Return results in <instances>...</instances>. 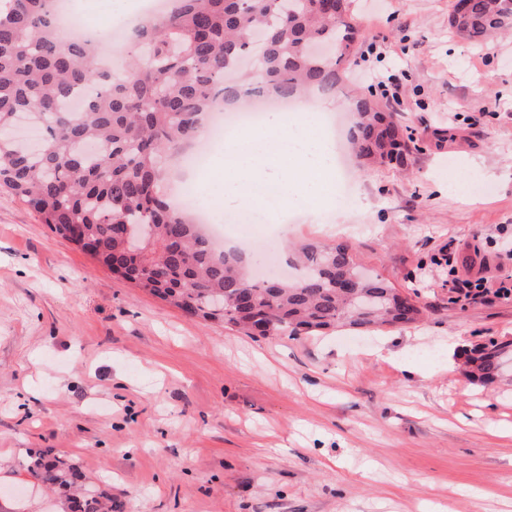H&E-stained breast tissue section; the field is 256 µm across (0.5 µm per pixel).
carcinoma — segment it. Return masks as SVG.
I'll list each match as a JSON object with an SVG mask.
<instances>
[{
  "label": "carcinoma",
  "instance_id": "1",
  "mask_svg": "<svg viewBox=\"0 0 512 512\" xmlns=\"http://www.w3.org/2000/svg\"><path fill=\"white\" fill-rule=\"evenodd\" d=\"M51 0L0 6V188L103 266L203 322L247 336H300L330 328L415 323L423 308L379 277L361 273L348 245H308L288 281L257 278L236 253L213 248L195 220L162 190V159L197 136L200 116L231 101L294 99L309 87L339 91L357 34L350 0H176L143 19L122 68L96 44L57 27ZM448 25L480 44L512 27V0H465ZM91 88L85 107L70 101ZM353 135L367 166L402 165L415 139L394 113L355 100ZM20 118L43 130L36 149L18 144ZM355 279V287L343 285ZM467 374L512 376V341L466 351ZM38 485L66 491L50 512H119L100 484L52 448L29 452Z\"/></svg>",
  "mask_w": 512,
  "mask_h": 512
}]
</instances>
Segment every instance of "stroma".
Returning <instances> with one entry per match:
<instances>
[{"label": "stroma", "mask_w": 512, "mask_h": 512, "mask_svg": "<svg viewBox=\"0 0 512 512\" xmlns=\"http://www.w3.org/2000/svg\"><path fill=\"white\" fill-rule=\"evenodd\" d=\"M453 0H353L363 36L336 96L397 112L418 148L367 167L351 126L327 140L346 193L263 208L253 267L303 243L347 244L371 274L417 292L418 322L376 333L251 337L200 322L114 276L0 190V488L52 448L108 482L122 512H512V384L465 376V348L512 340V301L451 302L448 268L512 274V33L482 44L448 27ZM392 76L389 87L371 73ZM404 352L412 371L377 359Z\"/></svg>", "instance_id": "stroma-1"}]
</instances>
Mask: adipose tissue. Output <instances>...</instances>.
Listing matches in <instances>:
<instances>
[{"instance_id": "adipose-tissue-1", "label": "adipose tissue", "mask_w": 512, "mask_h": 512, "mask_svg": "<svg viewBox=\"0 0 512 512\" xmlns=\"http://www.w3.org/2000/svg\"><path fill=\"white\" fill-rule=\"evenodd\" d=\"M317 126L316 113L302 107L290 120L278 112L269 114L265 138L232 136L224 146V178L229 182L224 189L225 207L254 205L244 186L273 183L280 189L279 207L286 210L301 204L307 184L327 182L328 155L325 148L313 144Z\"/></svg>"}]
</instances>
